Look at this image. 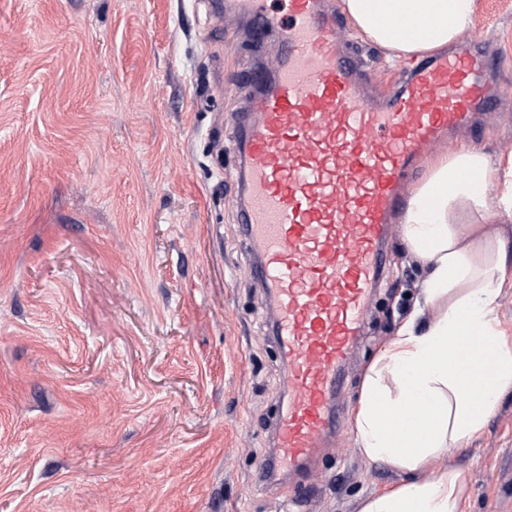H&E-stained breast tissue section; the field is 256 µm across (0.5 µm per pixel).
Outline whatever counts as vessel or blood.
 Instances as JSON below:
<instances>
[{
  "instance_id": "obj_1",
  "label": "vessel or blood",
  "mask_w": 512,
  "mask_h": 512,
  "mask_svg": "<svg viewBox=\"0 0 512 512\" xmlns=\"http://www.w3.org/2000/svg\"><path fill=\"white\" fill-rule=\"evenodd\" d=\"M285 2L280 16L232 0L256 15L257 34H283L275 60L248 71L257 92L237 120L240 232L290 378L262 481L279 463L311 465L338 428L344 372L367 332L416 159L441 132L494 113L503 95L498 58L470 40L419 60L390 98L369 101L361 56L336 40L335 10Z\"/></svg>"
}]
</instances>
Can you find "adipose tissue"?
Wrapping results in <instances>:
<instances>
[{"instance_id": "adipose-tissue-1", "label": "adipose tissue", "mask_w": 512, "mask_h": 512, "mask_svg": "<svg viewBox=\"0 0 512 512\" xmlns=\"http://www.w3.org/2000/svg\"><path fill=\"white\" fill-rule=\"evenodd\" d=\"M342 7L368 39L407 57L453 43L470 25L475 0H342ZM409 16L429 24L403 35L396 21ZM489 170L486 154L463 149L435 159L412 190L403 238L425 267L420 296L369 366L354 426L366 457L414 478L366 498L360 512H461L462 478L439 465L440 453L478 435L512 393V338L496 314L512 284V253L487 226L491 206L477 177ZM463 335L471 338L468 357L456 366L448 347Z\"/></svg>"}]
</instances>
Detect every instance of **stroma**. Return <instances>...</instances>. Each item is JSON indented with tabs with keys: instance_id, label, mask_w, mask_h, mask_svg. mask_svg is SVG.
<instances>
[{
	"instance_id": "1",
	"label": "stroma",
	"mask_w": 512,
	"mask_h": 512,
	"mask_svg": "<svg viewBox=\"0 0 512 512\" xmlns=\"http://www.w3.org/2000/svg\"><path fill=\"white\" fill-rule=\"evenodd\" d=\"M505 102L465 141L512 140V0H477ZM388 94L410 60L362 38ZM206 0H0V512H360L407 472L367 459L365 374L423 267L390 255L348 367L344 418L305 471L260 483L288 375L237 223L234 113L276 54ZM462 512H512V395L443 456Z\"/></svg>"
}]
</instances>
